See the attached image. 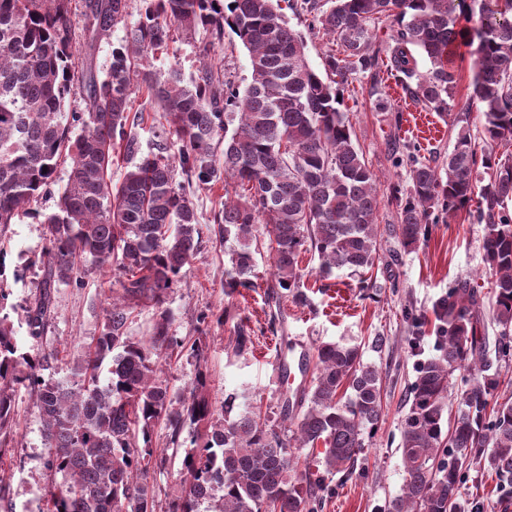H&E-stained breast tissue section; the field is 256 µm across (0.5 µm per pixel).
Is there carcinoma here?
Instances as JSON below:
<instances>
[{"label": "carcinoma", "mask_w": 512, "mask_h": 512, "mask_svg": "<svg viewBox=\"0 0 512 512\" xmlns=\"http://www.w3.org/2000/svg\"><path fill=\"white\" fill-rule=\"evenodd\" d=\"M67 0H0V437L13 432L16 394L33 396L43 425L51 477L46 512H156L159 492L151 472L167 452L184 449L181 490L166 512H316L329 477L351 475L382 411V372L360 347L324 342L315 348L313 380L294 396L282 395L273 414L259 407L231 415V395L216 409L198 373L189 394L171 393L164 366L187 350L171 333L163 308L166 291L198 249L202 227L176 172L203 187L224 183V208L214 235L233 240L224 294L254 287L257 228L272 260L268 297L306 305L302 262L319 258L318 274L371 269L380 259L379 193L373 171L353 143L335 81L309 64L302 34L288 24L281 0H141L139 19L112 46L104 73L77 69ZM304 0L309 26L336 37L342 52L324 67L345 83L364 74L381 112H392L380 92L383 75L401 82L425 110L448 113L456 82V48H469L473 92L483 106L485 147L472 140L467 118L456 116V142L444 171L421 160L417 143L391 142L393 163L409 166L411 187L392 188L399 202L389 236L404 249L429 237L435 224L466 211L486 225L484 260L491 273L493 318L500 328L498 358L512 357V159L489 146L512 138V0H481L479 26L460 24L463 0ZM84 31L90 42L125 21L128 0H88ZM385 18L391 44L373 49L372 22ZM203 31L209 43L235 36L250 58V81L233 86L206 64L187 83L173 69L165 76L149 59L173 31ZM428 69L419 71V60ZM85 109L66 111L72 85ZM146 89L166 127L158 152L125 168L117 187L107 177L117 150L134 155L138 140L129 120L131 97ZM237 125L229 127V120ZM84 132L72 136V127ZM174 137L177 149L169 152ZM224 143L222 160L216 147ZM70 159L56 210L40 215L30 205L47 193L61 156ZM492 171L477 183L479 169ZM21 215L43 217V289L26 315L28 336L40 339L56 283L77 279L83 260L119 271L120 294L106 309L100 335L82 362L57 378L58 354L16 341L4 263L8 228ZM154 309L150 336L129 334L135 312ZM479 289L468 279L448 283L430 313L409 312L411 345L425 339L433 316L436 354L421 360L408 387L402 425L401 493L383 512H455L462 479L473 463L512 476V404L490 405L496 384L477 336ZM233 351L253 344L238 317ZM460 407L444 430L448 388L460 367ZM50 374H45V371ZM168 428V447L156 448V425ZM323 446L321 468L291 452Z\"/></svg>", "instance_id": "obj_1"}]
</instances>
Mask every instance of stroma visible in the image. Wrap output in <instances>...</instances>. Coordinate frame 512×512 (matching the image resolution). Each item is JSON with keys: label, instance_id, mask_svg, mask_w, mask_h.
Segmentation results:
<instances>
[{"label": "stroma", "instance_id": "obj_1", "mask_svg": "<svg viewBox=\"0 0 512 512\" xmlns=\"http://www.w3.org/2000/svg\"><path fill=\"white\" fill-rule=\"evenodd\" d=\"M85 3L86 0L69 2L75 30L73 49L77 62L91 58L102 70L113 44L123 40L127 28L138 20L141 4L130 0L125 23L91 47L81 35ZM205 62L221 68L235 85L245 86L250 77L249 54L236 38L228 36L222 44L210 46L201 32L192 37L175 34L168 50L152 60L151 68L161 75L179 69L184 80L189 81ZM456 65L453 105L466 110L469 127L477 135L482 131L483 119L481 106L472 93L475 69L467 48H460ZM340 91L342 109L352 123L353 142L378 178V223L384 228L396 221L392 188L405 190L410 186L408 167L394 166L391 161L389 141L399 138L418 142L422 155L440 167L453 149L457 128L452 117L416 106L392 78L386 80L385 91L393 108L403 116L398 127L391 125L387 113L374 110L364 76H352L341 84ZM187 193L203 234L180 282L166 293L164 306L172 314L175 336L190 341L202 339L207 348L201 362L187 353L172 359L166 370L172 392L183 393L203 366L209 374L208 393L215 406H223L231 393L236 394V408L240 411L258 399L271 406L286 389L278 369L279 353L299 345L311 350L327 341L360 345L365 361L376 364L383 373V411L377 428L365 441L360 466L350 477L337 475L328 480L318 512H381L386 502L400 494L403 484L398 446L409 409L407 387L414 378L417 362L434 353L429 339L420 351L411 350L412 328L406 313L430 308L456 278L486 282L489 272L481 249L484 225L470 223L466 215H458L449 223L437 225L426 242L410 251L403 250L389 236H382L380 260L371 272L377 287L367 292L359 290L356 277L348 272L338 271L321 279L317 276L318 259L304 261L303 282L309 302L304 306L282 302L280 321L272 328L268 325V252L263 250L255 256V288L241 295L225 296L228 256L224 245L216 242L211 233L213 215L224 206V186H193ZM8 235L6 265L19 273L18 280L10 284L9 297L18 343L60 351L65 360L77 363L84 346L100 334L116 280L113 268L88 261L80 268L79 282L58 285L48 326L40 341L35 342L26 332L24 317L26 306L42 288V267L37 262L42 226L37 219L24 216L11 225ZM223 308L248 319L254 331L249 351L234 354L229 344L231 324L203 327L201 315ZM377 336L388 339L379 351L372 347ZM32 402L29 394H21L17 430L5 443V455L0 456V512H44L46 508V448L42 424ZM459 506L460 512H512V483L473 465L461 486Z\"/></svg>", "mask_w": 512, "mask_h": 512}]
</instances>
